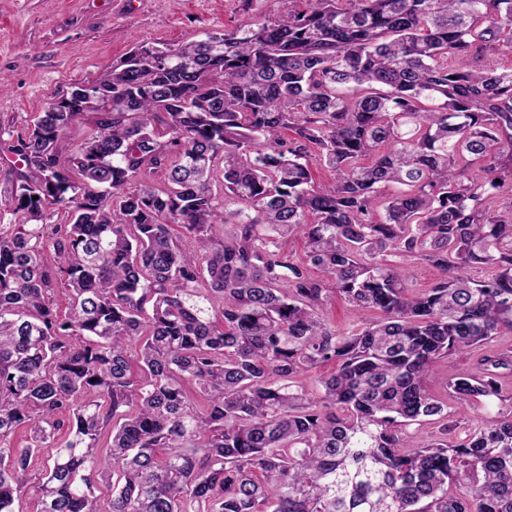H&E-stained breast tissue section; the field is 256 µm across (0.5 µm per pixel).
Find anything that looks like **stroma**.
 Returning <instances> with one entry per match:
<instances>
[{"label":"stroma","mask_w":512,"mask_h":512,"mask_svg":"<svg viewBox=\"0 0 512 512\" xmlns=\"http://www.w3.org/2000/svg\"><path fill=\"white\" fill-rule=\"evenodd\" d=\"M288 0H0V128L21 135L72 84L97 78L135 42L178 44L272 13ZM512 353V332L439 361L429 389L473 371L490 354Z\"/></svg>","instance_id":"stroma-1"}]
</instances>
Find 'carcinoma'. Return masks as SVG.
Segmentation results:
<instances>
[{"mask_svg": "<svg viewBox=\"0 0 512 512\" xmlns=\"http://www.w3.org/2000/svg\"><path fill=\"white\" fill-rule=\"evenodd\" d=\"M502 46L512 0H312L155 43L159 58L139 42L5 140L0 512H16L47 444L41 512H512V396L497 382L512 357L452 376L445 398L427 386L441 359L512 331V210L489 206L512 196V69L474 65ZM82 120L94 133L68 152ZM310 144L335 185L313 182ZM59 209L68 221L46 223ZM293 234L303 260L281 248ZM412 260L443 278L410 292ZM480 266L493 274L473 279ZM335 294L379 319L328 328ZM328 362L318 396L295 384ZM450 401L463 420L508 408L461 440L410 447V425L458 426ZM22 424L30 441L14 447Z\"/></svg>", "mask_w": 512, "mask_h": 512, "instance_id": "obj_1", "label": "carcinoma"}]
</instances>
